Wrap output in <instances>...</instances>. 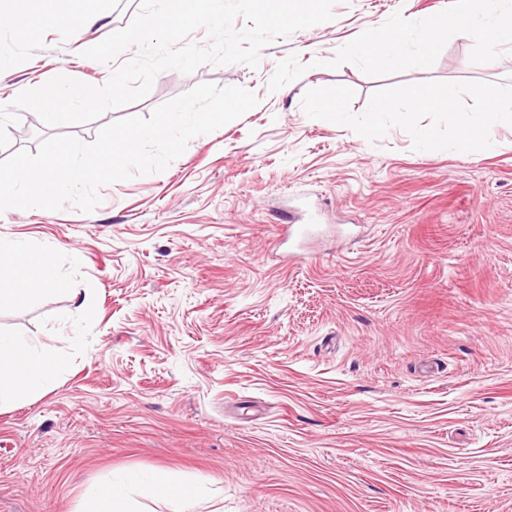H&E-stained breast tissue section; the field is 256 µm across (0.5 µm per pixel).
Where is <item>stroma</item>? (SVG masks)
Here are the masks:
<instances>
[{
    "mask_svg": "<svg viewBox=\"0 0 512 512\" xmlns=\"http://www.w3.org/2000/svg\"><path fill=\"white\" fill-rule=\"evenodd\" d=\"M454 2L336 0L257 68L167 70L140 101L0 149L91 142L201 82L261 99L164 172L101 187L91 213L0 214V237L51 249L84 300L0 308L1 332L66 360L0 408V512H82L153 472L195 488L194 512H512V126L490 151H416L402 129L371 143L302 108L334 85L357 113L406 84L512 85L511 51L454 33L398 70L346 51ZM79 8L43 0L28 36L0 24V104L59 74L109 80L81 52L139 0L91 27ZM288 224L307 229L290 248Z\"/></svg>",
    "mask_w": 512,
    "mask_h": 512,
    "instance_id": "35a3bbf8",
    "label": "stroma"
}]
</instances>
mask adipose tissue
Here are the masks:
<instances>
[{
    "mask_svg": "<svg viewBox=\"0 0 512 512\" xmlns=\"http://www.w3.org/2000/svg\"><path fill=\"white\" fill-rule=\"evenodd\" d=\"M481 39L489 48H512V0H457L448 13L416 23H399L370 44H354L352 53L371 66L401 68L404 44L415 38L418 57L434 54L448 31ZM52 252L19 240L0 238V306L26 303L39 293H64L78 299L80 292L49 272ZM63 366L62 358L40 348L34 340L0 332V405L26 399L41 390Z\"/></svg>",
    "mask_w": 512,
    "mask_h": 512,
    "instance_id": "obj_1",
    "label": "adipose tissue"
}]
</instances>
